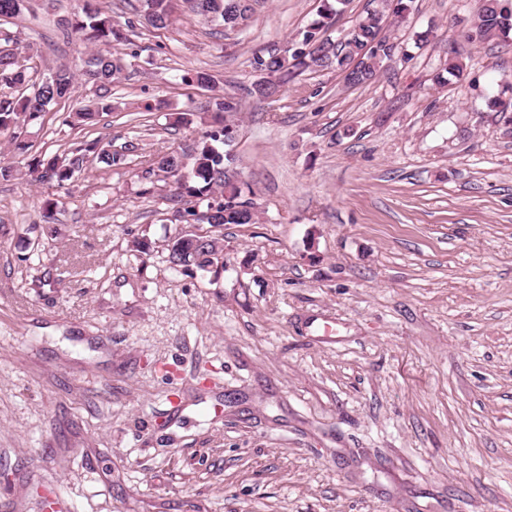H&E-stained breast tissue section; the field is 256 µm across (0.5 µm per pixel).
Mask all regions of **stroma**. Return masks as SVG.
I'll return each instance as SVG.
<instances>
[{
    "instance_id": "obj_1",
    "label": "stroma",
    "mask_w": 512,
    "mask_h": 512,
    "mask_svg": "<svg viewBox=\"0 0 512 512\" xmlns=\"http://www.w3.org/2000/svg\"><path fill=\"white\" fill-rule=\"evenodd\" d=\"M96 5L126 41L64 42L79 0L10 26L33 82L75 81L27 153L0 133V512L46 491L59 512H512V44L465 39L475 0H414L375 81L306 71L260 100L254 53L320 0H257L227 35L181 5L162 30L139 0ZM452 51L464 75L437 83ZM97 52L122 59L115 109L66 126ZM234 93L225 150L258 219L225 225L223 271H177L169 186L140 175ZM95 140L136 150L61 187L30 174Z\"/></svg>"
}]
</instances>
